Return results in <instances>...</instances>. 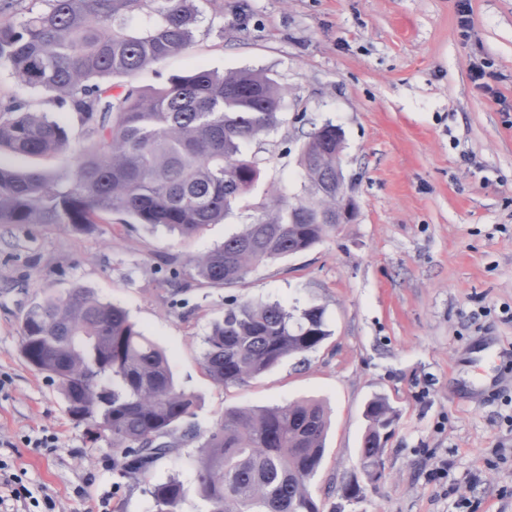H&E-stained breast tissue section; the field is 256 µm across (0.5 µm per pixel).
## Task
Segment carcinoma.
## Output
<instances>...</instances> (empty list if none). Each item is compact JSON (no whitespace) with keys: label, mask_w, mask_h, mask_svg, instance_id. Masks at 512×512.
<instances>
[{"label":"carcinoma","mask_w":512,"mask_h":512,"mask_svg":"<svg viewBox=\"0 0 512 512\" xmlns=\"http://www.w3.org/2000/svg\"><path fill=\"white\" fill-rule=\"evenodd\" d=\"M0 0V66L29 89L71 113L82 142L27 101L0 103V150L51 158L75 153L65 178L50 170L19 172L0 163V224L163 226L192 237L219 224L258 175L245 144L279 122L285 89L267 74H220L197 65L157 88L134 78L195 41L200 0H40L17 12ZM336 126L311 132L301 164L322 193L276 198L262 216L207 253L189 259L203 283L238 282L255 266L312 247L333 224ZM330 336L324 311L296 315L278 303L232 302L205 338L202 366L218 385L247 383L284 360L299 358ZM20 351L63 395L68 412L89 422L112 446V469L148 481L155 464L197 444L195 478L209 512H321L310 487L323 459L328 416L302 400L229 408L207 431L188 424L197 399L177 386L166 354L126 311L84 288L48 296L24 314ZM360 456L374 477L381 435L396 411L384 396L366 404ZM180 438H174L176 432ZM155 512H179L182 483L152 484Z\"/></svg>","instance_id":"obj_1"}]
</instances>
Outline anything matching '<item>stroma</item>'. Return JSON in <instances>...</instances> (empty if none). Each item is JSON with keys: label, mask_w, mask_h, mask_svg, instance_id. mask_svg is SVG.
Listing matches in <instances>:
<instances>
[{"label": "stroma", "mask_w": 512, "mask_h": 512, "mask_svg": "<svg viewBox=\"0 0 512 512\" xmlns=\"http://www.w3.org/2000/svg\"><path fill=\"white\" fill-rule=\"evenodd\" d=\"M202 0L190 51L140 73L150 88L201 64L258 70L285 91L279 124L247 145L251 190L223 223L184 238L119 222L0 225V460L28 491L0 512H155L150 482L178 477L180 512H208L195 445L157 462L150 482L112 470V449L74 421L60 391L20 353L35 299L74 288L124 308L194 393L210 429L225 409L323 401L330 426L311 491L322 512H512V0ZM489 66L490 91L470 79ZM72 116L0 67V98ZM332 124L356 210L308 250L211 287L187 260L253 222L272 195L304 194L307 133ZM182 268L170 280L166 261ZM322 306L331 336L304 361L225 388L202 365L204 340L231 301ZM397 410L382 466L359 500L365 405Z\"/></svg>", "instance_id": "35a3bbf8"}]
</instances>
